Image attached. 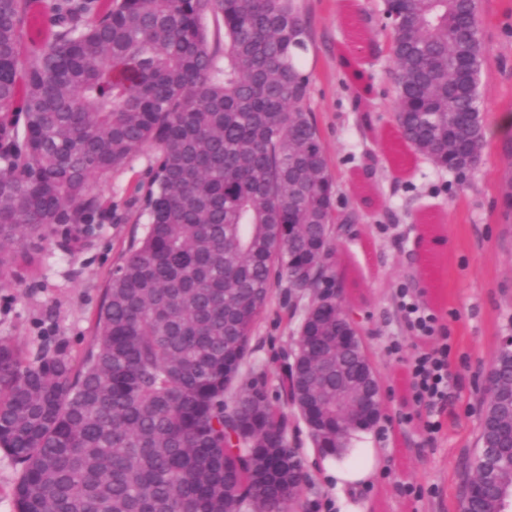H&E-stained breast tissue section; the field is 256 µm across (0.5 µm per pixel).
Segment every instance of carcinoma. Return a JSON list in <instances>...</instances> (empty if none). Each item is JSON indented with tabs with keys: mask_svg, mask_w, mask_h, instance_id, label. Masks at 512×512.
<instances>
[{
	"mask_svg": "<svg viewBox=\"0 0 512 512\" xmlns=\"http://www.w3.org/2000/svg\"><path fill=\"white\" fill-rule=\"evenodd\" d=\"M399 137L444 169L480 159L487 71L477 0H388ZM224 24V49L202 20ZM296 0H0V282L35 275L59 224L100 207L91 181L157 149L143 238L113 272L78 371L0 340V451L16 512H288L293 367L270 401L242 367L274 276L317 288L335 183L300 66ZM309 336L348 323L319 293ZM348 372L366 369L360 349ZM492 368L512 389V353ZM480 432L464 512H502L512 463Z\"/></svg>",
	"mask_w": 512,
	"mask_h": 512,
	"instance_id": "cac0c4a2",
	"label": "carcinoma"
}]
</instances>
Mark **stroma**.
<instances>
[{
    "instance_id": "stroma-1",
    "label": "stroma",
    "mask_w": 512,
    "mask_h": 512,
    "mask_svg": "<svg viewBox=\"0 0 512 512\" xmlns=\"http://www.w3.org/2000/svg\"><path fill=\"white\" fill-rule=\"evenodd\" d=\"M309 32L303 69L313 112L336 182L340 225L332 258L335 291L361 329L382 388L384 417L353 436L352 453L376 449L380 466L348 492L363 512H461L470 461L479 448L485 376L504 336L512 335V134L489 139L476 167L455 174L435 167L397 138L393 66L382 32L383 0H297ZM487 72L480 87L486 120L512 113V0H479ZM363 78L353 81L351 70ZM155 150L94 179L104 209L92 225L58 227L43 243L31 279L0 286V338L34 354L65 350L81 361L92 348L97 314L112 272L144 235L148 217L138 187L147 185ZM434 311L447 336L457 388L427 436L406 391L416 338L401 290ZM314 294L274 284L252 332L250 360L276 393L299 323ZM288 441L307 475L299 512H337L327 475L305 424L291 417ZM415 494H407L406 485Z\"/></svg>"
}]
</instances>
